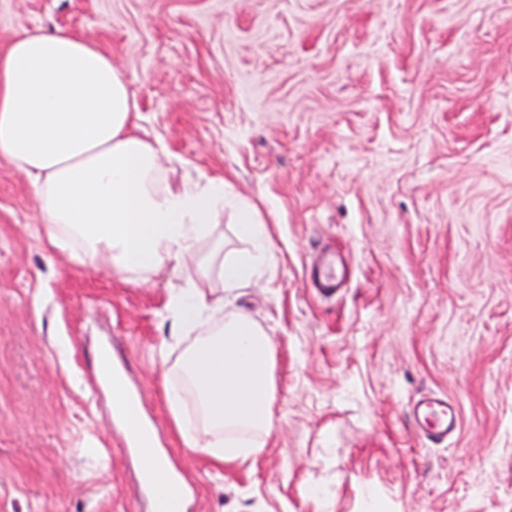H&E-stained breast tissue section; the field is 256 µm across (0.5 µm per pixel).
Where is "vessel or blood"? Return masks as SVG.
<instances>
[{
  "label": "vessel or blood",
  "instance_id": "vessel-or-blood-1",
  "mask_svg": "<svg viewBox=\"0 0 512 512\" xmlns=\"http://www.w3.org/2000/svg\"><path fill=\"white\" fill-rule=\"evenodd\" d=\"M305 278L313 291L322 297L336 295L343 285L344 273L338 254L323 252L316 255L306 270ZM108 386L117 391L120 402L112 409L113 419L127 435L126 448L138 459H145L152 453L155 444V427L141 419L142 399L127 382L120 365H113L112 374L107 377ZM408 414L426 440L440 442L448 439L458 425L456 407L447 396L433 393L421 395L408 406ZM142 492L147 495L152 512H165L163 497L158 491L169 487L177 495L180 504H188L191 493L178 473L163 470L152 471L141 468L138 472Z\"/></svg>",
  "mask_w": 512,
  "mask_h": 512
}]
</instances>
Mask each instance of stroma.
Instances as JSON below:
<instances>
[{
  "label": "stroma",
  "instance_id": "1",
  "mask_svg": "<svg viewBox=\"0 0 512 512\" xmlns=\"http://www.w3.org/2000/svg\"><path fill=\"white\" fill-rule=\"evenodd\" d=\"M96 44L130 80L171 181L221 177L270 259L227 312L275 340L274 427L246 460L184 446L167 384L172 269L52 246L0 157V512H149L93 379L126 362L193 512H512V0H0ZM324 246L353 274L313 296ZM447 395L439 445L406 406Z\"/></svg>",
  "mask_w": 512,
  "mask_h": 512
}]
</instances>
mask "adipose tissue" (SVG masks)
<instances>
[{
	"instance_id": "ef3b65f1",
	"label": "adipose tissue",
	"mask_w": 512,
	"mask_h": 512,
	"mask_svg": "<svg viewBox=\"0 0 512 512\" xmlns=\"http://www.w3.org/2000/svg\"><path fill=\"white\" fill-rule=\"evenodd\" d=\"M130 81L93 43L64 31L26 32L0 54V157L30 182L55 246L81 262L149 273L164 266L184 279L172 289L173 335L202 333L181 372L197 394L204 427L178 420L189 448L224 462L260 451L273 428L272 337L223 295L201 288L214 273L225 293L259 278L269 259L265 229L242 210L249 249L225 255L217 232L236 200L227 182H171L163 149L135 131Z\"/></svg>"
}]
</instances>
